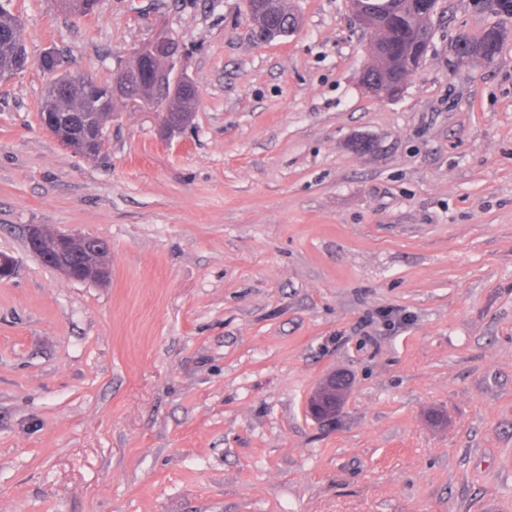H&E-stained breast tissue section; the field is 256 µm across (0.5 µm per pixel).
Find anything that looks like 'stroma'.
<instances>
[{
    "label": "stroma",
    "instance_id": "obj_1",
    "mask_svg": "<svg viewBox=\"0 0 512 512\" xmlns=\"http://www.w3.org/2000/svg\"><path fill=\"white\" fill-rule=\"evenodd\" d=\"M13 4L0 512H512V12L441 0L387 100L349 0H288L268 43L248 0ZM493 25L497 56L458 62ZM161 31L190 124L117 98L98 156L44 131L45 53L106 82ZM29 224L107 239L109 281L43 265ZM250 16L254 26L253 30L257 27H264L268 36L267 42L286 37L285 34L291 30L288 25L289 17L293 19L289 23L291 26H296L297 23L295 15L289 10L288 2L285 0L278 1V9L273 14L252 12L251 10ZM14 23L10 18H4L1 21V26L10 27L11 29H15V34L12 38L0 40V68L6 69L9 67L17 55L18 46H21L26 49L24 41H23V27L21 20L17 25H13ZM31 61L26 53H20L15 58V67L16 70L27 69L31 66ZM332 385L336 387V374L328 377L322 386L308 398L307 409L312 418L317 420H329L336 416V410L341 406L347 389L345 383L341 384L343 388L336 391V402H333L332 406H328L325 400L320 397L319 392L324 387H331Z\"/></svg>",
    "mask_w": 512,
    "mask_h": 512
}]
</instances>
